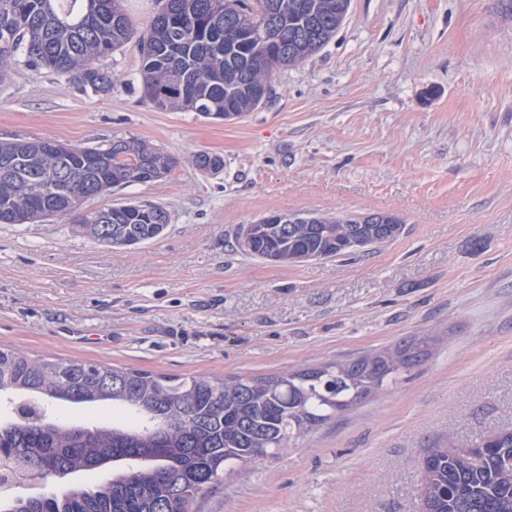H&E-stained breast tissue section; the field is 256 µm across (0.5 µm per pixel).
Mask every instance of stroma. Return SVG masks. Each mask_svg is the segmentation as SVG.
<instances>
[{
  "instance_id": "obj_1",
  "label": "stroma",
  "mask_w": 512,
  "mask_h": 512,
  "mask_svg": "<svg viewBox=\"0 0 512 512\" xmlns=\"http://www.w3.org/2000/svg\"><path fill=\"white\" fill-rule=\"evenodd\" d=\"M97 66L112 76L104 96L17 56L0 82V139H142L173 170L85 206L148 201L170 222L135 247L58 218L0 224V346L228 377L432 337L397 384L240 469L201 512H418L427 449L512 429V18L497 0H351L324 48L227 122L144 99L136 42ZM201 151L223 168L199 171ZM273 212L390 213L405 231L351 256L276 264L235 239ZM47 414L129 418L61 402Z\"/></svg>"
}]
</instances>
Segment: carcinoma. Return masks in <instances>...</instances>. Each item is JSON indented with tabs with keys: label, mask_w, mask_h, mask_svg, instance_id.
<instances>
[{
	"label": "carcinoma",
	"mask_w": 512,
	"mask_h": 512,
	"mask_svg": "<svg viewBox=\"0 0 512 512\" xmlns=\"http://www.w3.org/2000/svg\"><path fill=\"white\" fill-rule=\"evenodd\" d=\"M119 0H0V80L22 54L35 69L72 75L98 95L112 77L93 62L139 37L143 96L156 107L249 112L270 94L276 74L322 49L343 24L350 0H234L232 18L273 24L295 46L283 51L259 39L242 49L224 42V13L212 0H165L142 28ZM44 139L0 141V224L70 219L86 237L108 246L158 238L169 220L163 207L129 201L100 210L105 222L74 208L130 182L149 183L171 172L175 158L134 138L55 151ZM200 169L219 170L220 156H193ZM312 224H261L244 252L295 264L350 254L362 235L383 244L402 222L351 224L348 216L310 214ZM424 341L269 376L181 378L69 359L32 358L0 347V396L24 398L17 417L0 424V512H198L207 491L240 467L276 456L370 394L396 382L420 361ZM110 403L127 409L132 426H66L43 405ZM467 461L446 448L421 460V512H512V430L469 444ZM48 478L110 466L97 489L59 497L24 495L15 485L41 466Z\"/></svg>",
	"instance_id": "carcinoma-1"
}]
</instances>
